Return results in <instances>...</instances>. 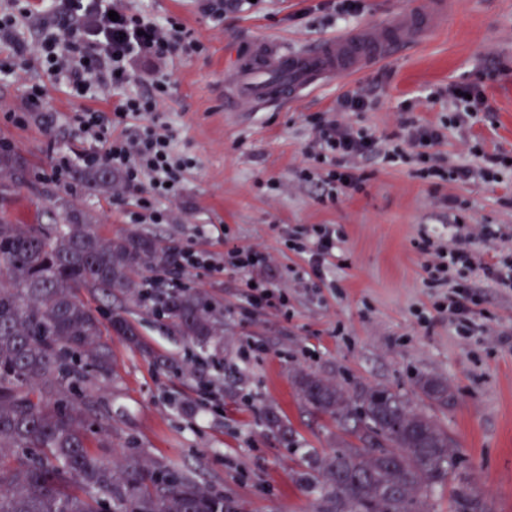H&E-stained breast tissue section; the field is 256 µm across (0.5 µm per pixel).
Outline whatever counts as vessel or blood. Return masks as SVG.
I'll return each mask as SVG.
<instances>
[{
  "label": "vessel or blood",
  "mask_w": 512,
  "mask_h": 512,
  "mask_svg": "<svg viewBox=\"0 0 512 512\" xmlns=\"http://www.w3.org/2000/svg\"><path fill=\"white\" fill-rule=\"evenodd\" d=\"M448 14V0L409 6L396 21L370 25L317 42L305 51L262 41L239 62L224 101L228 112L299 100L319 82L360 72L413 45Z\"/></svg>",
  "instance_id": "obj_1"
}]
</instances>
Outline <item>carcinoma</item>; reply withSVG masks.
Returning <instances> with one entry per match:
<instances>
[{"instance_id":"obj_1","label":"carcinoma","mask_w":512,"mask_h":512,"mask_svg":"<svg viewBox=\"0 0 512 512\" xmlns=\"http://www.w3.org/2000/svg\"><path fill=\"white\" fill-rule=\"evenodd\" d=\"M23 163L0 153V179L21 180ZM168 253L131 231L103 237L86 216L65 224H19L0 209V512H229L224 498L190 476L131 455L122 464L92 436L105 430L99 398L82 389L115 374L105 337L136 344L125 315L105 326L78 292L140 294L137 271ZM173 327L192 343L221 339L211 301L187 289L164 303ZM300 399L328 414L357 443L312 459L322 479L318 512H429L427 492L453 479L458 445L433 416L387 388L356 398L314 373L294 379ZM420 394L448 404L447 382L423 376ZM453 512H489L461 484Z\"/></svg>"}]
</instances>
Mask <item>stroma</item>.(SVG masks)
<instances>
[{
  "label": "stroma",
  "instance_id": "obj_1",
  "mask_svg": "<svg viewBox=\"0 0 512 512\" xmlns=\"http://www.w3.org/2000/svg\"><path fill=\"white\" fill-rule=\"evenodd\" d=\"M322 2L254 0L217 26L204 0H126L132 10L180 20L203 45L170 68L163 117L175 151L195 166L182 198L162 202L168 213L162 224H131L134 200L122 193L120 177L111 188L95 187L76 165L55 180L56 157L88 148L65 120L81 100L50 90V111L18 125L6 110L22 112L28 85L48 78L33 61L23 79L0 75V146L26 162L24 182L0 204L22 224L60 223L68 207L86 214L102 236L136 230L168 250L238 247L270 257L263 274L287 296L284 312L247 301L251 270L184 275L183 285L207 294L224 315L222 341L204 351L137 299L82 291L103 316L122 309L140 335L136 346L112 337L114 379L90 384L112 425L104 440L115 460L133 453L162 461L233 502L237 512H314L320 477L311 458L335 449L337 428L296 393L295 376L311 372L354 397L385 387L411 399L457 442L458 469L491 512H512V296L474 276L479 310L495 333L459 335L447 315L434 311L441 291L426 283L418 247L423 226L448 224L450 194L461 200L465 223L512 227V176L497 185L436 186L411 167L369 161L361 165L364 191L330 204L320 202L318 183L329 165L305 155L315 117L332 110L345 91L361 88L379 99L370 111L350 113L352 123L390 133L403 112L425 123L446 120L447 99L430 94L460 82L480 86L495 124L476 125L464 138L449 132L441 153L462 161L478 142L512 155V0H458L446 24L358 76L331 81L280 109L225 111L234 68L256 41L302 49L391 18L408 0H360L358 14L344 20ZM305 167L315 181L302 180ZM317 224L338 225L345 235L325 283L285 240L289 232L307 236ZM423 376L447 380L448 405L421 397ZM271 410L283 427L268 424Z\"/></svg>",
  "mask_w": 512,
  "mask_h": 512
}]
</instances>
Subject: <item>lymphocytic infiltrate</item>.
Here are the masks:
<instances>
[{"mask_svg":"<svg viewBox=\"0 0 512 512\" xmlns=\"http://www.w3.org/2000/svg\"><path fill=\"white\" fill-rule=\"evenodd\" d=\"M41 9L0 11V37L13 35L24 22H36L41 12L61 14L56 26L41 29L38 43L20 47V56H33L48 73L51 83L64 87L75 98L95 99L106 93L119 95L120 103L112 113L85 108L69 116L68 122L93 141L91 150L77 159L58 157L52 175L63 179L73 164L88 170L102 167L120 176L126 190L136 192L135 217L143 223L158 224L165 213L156 206L157 199L175 200L182 196L185 174L192 167L191 158L173 150L174 135L159 116L160 105L170 92V77L163 65L172 56L188 55L202 43L193 29L178 25L176 20L159 22L154 17L121 5L120 0H41ZM117 19H110V12ZM142 60L151 66L147 89L134 84L130 70L133 62ZM453 110L441 124L423 123L411 117L402 118L396 136H380L366 128L345 121L349 112H364L374 105L362 92H345L336 100L334 116L315 119V139L309 154L329 162L326 201L364 189V178L353 163L378 157L392 162L417 163V175L425 180L465 183L481 180L488 184L501 182L512 172L506 155L486 152L482 146L469 149L470 161L455 162L439 151L449 130L464 133L479 122L484 98L476 84L454 83L446 90ZM342 231L334 224H321L310 240L294 237L293 251L307 255L313 269H321L336 251ZM508 238L496 224H460L452 226L449 240L423 234L424 269L431 284L447 288L446 300L438 306L467 336L487 333L489 327L479 320L475 307L477 297L471 291L470 279L476 273L496 288L512 293V258L496 262L481 260L475 243L494 246ZM265 254L252 249H233L225 254L207 250L172 252L162 274L149 279V287H178L184 273L197 269H220L232 265L240 269L265 266Z\"/></svg>","mask_w":512,"mask_h":512,"instance_id":"1","label":"lymphocytic infiltrate"}]
</instances>
